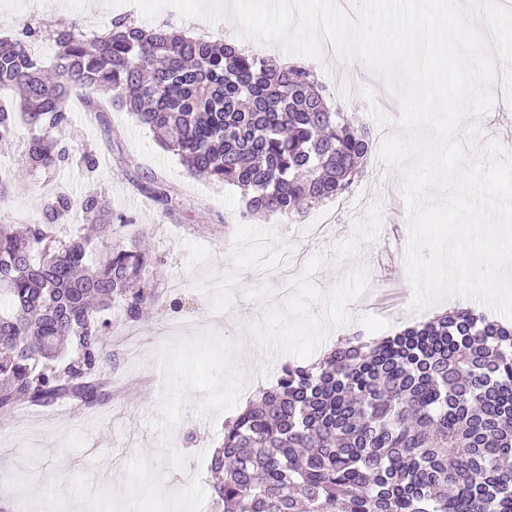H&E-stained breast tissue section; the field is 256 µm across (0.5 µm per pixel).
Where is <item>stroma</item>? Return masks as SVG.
Here are the masks:
<instances>
[{
  "label": "stroma",
  "instance_id": "35a3bbf8",
  "mask_svg": "<svg viewBox=\"0 0 512 512\" xmlns=\"http://www.w3.org/2000/svg\"><path fill=\"white\" fill-rule=\"evenodd\" d=\"M123 18L210 41L246 45L237 21L184 19L171 8L154 19L125 4L99 0H0V38L23 25L38 31L35 53L51 61L53 30L74 24L86 34ZM331 106L353 113L374 143L404 135L401 108H382L388 88L372 71L348 92L338 55L307 59ZM491 109L474 116L479 136L512 151V96L494 92ZM66 142L91 149L94 171L75 165L24 174L0 200V224L40 221L58 190L105 196L113 216L128 218L126 236L141 233L159 263L151 283L159 302L131 322L121 304L112 323V375L122 391L106 402L21 408L0 424V490L19 512H210L208 463L234 419L289 362L321 359L337 328L379 338L426 316L410 307L406 266L410 240L400 168L371 156L353 187L351 209L328 221L331 202L286 219L246 215L239 190L191 175L175 152L125 109L105 113L71 101ZM158 183L174 201L166 207L147 190ZM400 289L387 311L369 306L373 292ZM179 310H171V302ZM255 353L244 374L234 358Z\"/></svg>",
  "mask_w": 512,
  "mask_h": 512
}]
</instances>
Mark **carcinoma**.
<instances>
[{"mask_svg": "<svg viewBox=\"0 0 512 512\" xmlns=\"http://www.w3.org/2000/svg\"><path fill=\"white\" fill-rule=\"evenodd\" d=\"M24 25L0 41V141L29 137L22 165L80 162L62 144L68 102L119 103L192 174L241 191L247 213L288 216L348 194L364 175L370 130L328 105L312 69L124 19L103 36H51L52 70ZM109 245L63 238L72 214ZM98 192L59 193L42 221L0 224V417L23 405L103 400L112 377L101 312L137 321L157 264L141 239L116 240ZM229 425L210 459L214 512H512V325L468 308L371 339L358 332L314 363H287Z\"/></svg>", "mask_w": 512, "mask_h": 512, "instance_id": "cac0c4a2", "label": "carcinoma"}]
</instances>
